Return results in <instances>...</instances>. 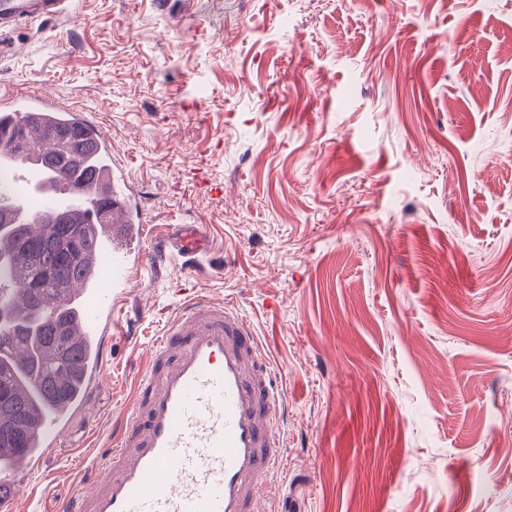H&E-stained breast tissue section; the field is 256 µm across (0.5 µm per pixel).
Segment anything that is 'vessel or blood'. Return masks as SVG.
<instances>
[{"label":"vessel or blood","instance_id":"vessel-or-blood-1","mask_svg":"<svg viewBox=\"0 0 512 512\" xmlns=\"http://www.w3.org/2000/svg\"><path fill=\"white\" fill-rule=\"evenodd\" d=\"M78 9V0H0V58L14 54L7 34L19 25L64 18ZM57 110L47 93L0 100V120L30 118L34 137L43 132L44 117ZM64 121L98 141L100 180L90 188L75 185V192L112 203L111 223L92 227L112 265L107 275L76 281L67 294L79 307L73 334L88 350L85 371L96 380L107 365L98 326L111 288L129 283V257L142 228L126 180L112 167L111 139L83 112L67 110ZM59 198L52 187L30 198L27 219L55 216ZM205 242L203 227L174 225L157 239L158 249L144 265L159 269L171 248L181 258L180 270L197 274L204 267ZM275 371L232 299L189 302L151 346L111 449L57 512H263L282 461V393ZM66 417L63 410L42 414L34 439L42 456L51 454Z\"/></svg>","mask_w":512,"mask_h":512}]
</instances>
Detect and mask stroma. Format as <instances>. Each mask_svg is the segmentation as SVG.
Wrapping results in <instances>:
<instances>
[{"mask_svg": "<svg viewBox=\"0 0 512 512\" xmlns=\"http://www.w3.org/2000/svg\"><path fill=\"white\" fill-rule=\"evenodd\" d=\"M12 39L0 97L87 112L142 248L200 224L212 261L113 289L15 512H54L165 323L227 296L284 391L266 512H512V0H82Z\"/></svg>", "mask_w": 512, "mask_h": 512, "instance_id": "stroma-1", "label": "stroma"}]
</instances>
